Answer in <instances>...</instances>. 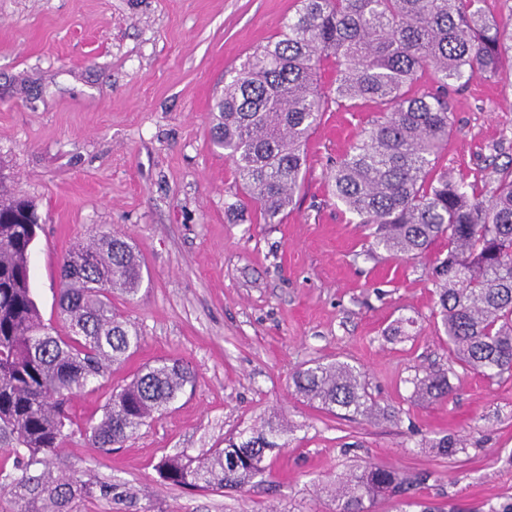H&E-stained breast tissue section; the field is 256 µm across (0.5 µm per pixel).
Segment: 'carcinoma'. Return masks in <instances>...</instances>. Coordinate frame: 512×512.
Here are the masks:
<instances>
[{"label": "carcinoma", "mask_w": 512, "mask_h": 512, "mask_svg": "<svg viewBox=\"0 0 512 512\" xmlns=\"http://www.w3.org/2000/svg\"><path fill=\"white\" fill-rule=\"evenodd\" d=\"M486 0H297L278 36L224 72L212 106L211 138L233 165L243 196L261 224H280L301 188L309 137L331 106L377 107L350 151L330 168L336 200L357 224L373 228L370 251L415 259L440 243L428 267L448 350L465 370L512 376V166H493L494 187L467 188L438 166L453 129L449 93L474 74L501 82L512 54V22L490 19ZM433 71L429 85L421 74ZM328 74L330 90H318ZM41 218L32 201L0 177V499L14 512H74L82 499L108 498L112 485L69 467L55 471L68 436L74 394L104 377L140 344V332L112 306L137 294L142 264L118 234L99 233L60 260L62 338L44 323L30 282ZM194 372L158 359L112 390L85 435L95 447H120L165 413ZM296 392L353 419L381 412L361 369L342 361L298 369ZM427 403L448 398V372L415 382ZM291 432L277 418L224 440L203 457L183 452L155 466L166 484L246 492L272 476ZM450 460L461 436L433 439ZM416 478L376 462L336 474L332 512H373L402 496Z\"/></svg>", "instance_id": "obj_1"}]
</instances>
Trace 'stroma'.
Here are the masks:
<instances>
[{
    "label": "stroma",
    "mask_w": 512,
    "mask_h": 512,
    "mask_svg": "<svg viewBox=\"0 0 512 512\" xmlns=\"http://www.w3.org/2000/svg\"><path fill=\"white\" fill-rule=\"evenodd\" d=\"M295 0H0V173L35 201L43 226L30 276L45 323L60 326L62 255L99 230L138 252V293L116 300L139 347L70 405L66 464L112 485L77 512H327L325 484L375 459L420 477L409 512H502L512 504V378L463 370L436 331L424 260L369 253L327 182L376 112L331 109L312 134L300 191L280 224L237 207L240 185L211 141L224 72L275 38ZM451 106L440 165L474 183L512 165V88L476 75ZM408 324L405 335L393 328ZM159 358L188 361L195 383L105 454L84 435L113 388ZM346 361L389 414L352 420L309 405L292 376ZM454 386L423 402L415 376ZM292 426L269 482L246 493L163 483L158 460L196 456L271 414ZM467 440L455 460L422 439Z\"/></svg>",
    "instance_id": "35a3bbf8"
}]
</instances>
